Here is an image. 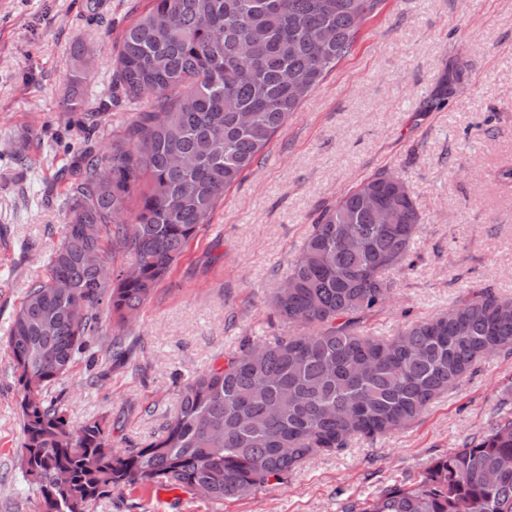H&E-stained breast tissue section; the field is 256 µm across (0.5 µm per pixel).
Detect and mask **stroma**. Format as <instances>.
Instances as JSON below:
<instances>
[{"mask_svg":"<svg viewBox=\"0 0 512 512\" xmlns=\"http://www.w3.org/2000/svg\"><path fill=\"white\" fill-rule=\"evenodd\" d=\"M149 0H0V512H31L36 488L18 464V384L5 353L12 319L57 245L64 217L53 197L70 152L54 145L65 120L74 48L88 61L82 95L111 94L112 50ZM463 78L447 106L422 111L448 61ZM26 138L30 169L12 158ZM512 0H383L351 52L303 101L260 163L225 193L210 224L123 332L103 322L55 384L73 423L103 419L115 450L157 435L191 377L243 341L294 334L270 298L318 214L377 171L399 175L422 217L413 269L387 274L393 301L368 326L390 336L407 319L447 312L467 287L512 297ZM122 334L132 353L110 364ZM512 411V353L482 361L412 428L317 455L280 485L216 504L188 493L162 501L135 487L87 512H347L389 486L417 483L427 464L483 436Z\"/></svg>","mask_w":512,"mask_h":512,"instance_id":"obj_1","label":"stroma"}]
</instances>
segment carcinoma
Returning a JSON list of instances; mask_svg holds the SVG:
<instances>
[{
	"label": "carcinoma",
	"instance_id": "1",
	"mask_svg": "<svg viewBox=\"0 0 512 512\" xmlns=\"http://www.w3.org/2000/svg\"><path fill=\"white\" fill-rule=\"evenodd\" d=\"M381 2L152 0L125 30L112 71V89L152 106L130 113L104 151L74 50L66 127L87 137L56 177L63 236L5 341L18 374L21 466L39 492L34 512H86L138 485H175L216 504L244 497L353 439L411 428L483 359L512 352V298L490 288L395 336L365 330L390 300L386 272L415 265L421 224L405 182L378 172L320 213L273 295V312L300 333L244 344L189 379L158 436L116 452L102 421L74 425L49 397L101 316L121 329L134 319ZM460 80L448 64L423 111L447 105ZM380 207L391 209L390 223ZM108 242L129 254L136 277L108 265ZM360 512H512V414Z\"/></svg>",
	"mask_w": 512,
	"mask_h": 512
}]
</instances>
